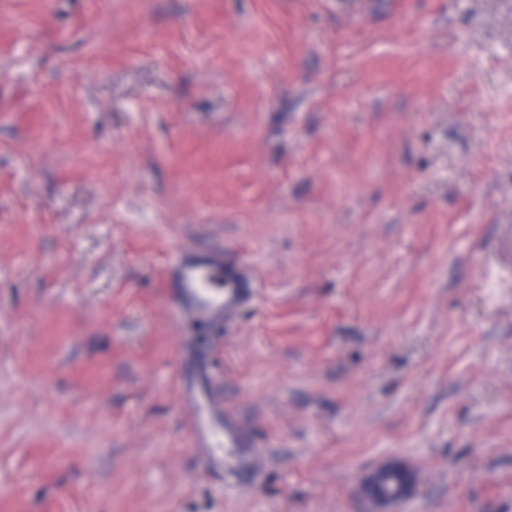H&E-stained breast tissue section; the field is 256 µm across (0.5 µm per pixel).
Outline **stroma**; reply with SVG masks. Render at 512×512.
I'll return each instance as SVG.
<instances>
[{
	"instance_id": "stroma-1",
	"label": "stroma",
	"mask_w": 512,
	"mask_h": 512,
	"mask_svg": "<svg viewBox=\"0 0 512 512\" xmlns=\"http://www.w3.org/2000/svg\"><path fill=\"white\" fill-rule=\"evenodd\" d=\"M0 512H512V0H0ZM174 291L182 313L217 325L228 321L252 295V283L221 252L184 260ZM194 356V348L185 345L177 363L180 396L191 410L189 445L211 470L249 472L255 466L256 452L236 421L224 414V404L205 389L207 369L199 364L193 375L183 373L184 364ZM395 468H401L406 473V479L403 484H400L393 479H383V476ZM381 483V495L372 496L377 500L376 503L381 506H389L403 501L406 495L410 492L414 484V475L412 471L399 461H392L379 466L371 471L363 480V489L369 490L370 487L377 483Z\"/></svg>"
}]
</instances>
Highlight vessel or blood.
I'll list each match as a JSON object with an SVG mask.
<instances>
[{"instance_id":"obj_1","label":"vessel or blood","mask_w":512,"mask_h":512,"mask_svg":"<svg viewBox=\"0 0 512 512\" xmlns=\"http://www.w3.org/2000/svg\"><path fill=\"white\" fill-rule=\"evenodd\" d=\"M175 293L182 313L217 325L228 321L252 295V283L238 265L222 253L184 260ZM207 370L197 366L193 375H180V396L190 409L188 442L203 463L214 471L248 472L255 466L251 441L224 413L223 403L209 393Z\"/></svg>"}]
</instances>
